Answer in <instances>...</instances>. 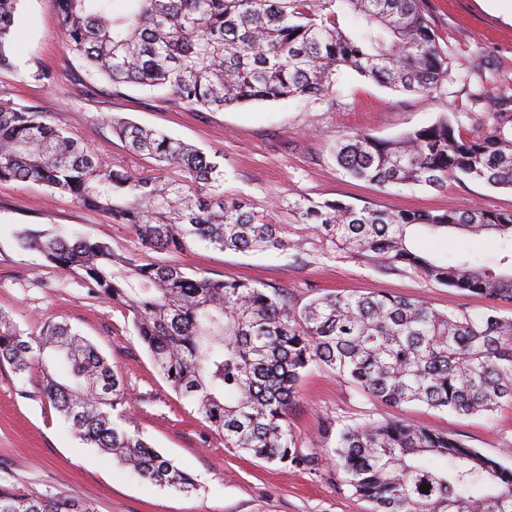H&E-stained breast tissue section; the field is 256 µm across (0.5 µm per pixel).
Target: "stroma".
<instances>
[{
  "instance_id": "1",
  "label": "stroma",
  "mask_w": 512,
  "mask_h": 512,
  "mask_svg": "<svg viewBox=\"0 0 512 512\" xmlns=\"http://www.w3.org/2000/svg\"><path fill=\"white\" fill-rule=\"evenodd\" d=\"M437 36L446 73L428 96L396 92L343 69L326 97L256 103L221 112H188L133 87L113 93L89 83L65 47L52 0H24L13 54L0 69V95L39 107L105 161L129 169L152 160L128 152L112 133L122 119L183 140L224 165V194L246 198L252 209L283 228L287 248L264 254L196 246L180 256L187 272L254 281L276 287L302 304L326 292H386L422 299L435 309L473 316L483 298L423 279L410 269L387 270L372 256L340 250L289 208L300 198L341 200L358 207L512 210V190L478 181H449L444 188L386 186L354 180L332 150L351 132L390 139L456 112L463 132L479 130L495 95L512 94V24L478 0H417ZM102 239L121 251L135 249L130 227L83 208L70 196H49L33 182H0V310L24 332L44 322L70 324L87 337L123 378L136 426L151 443L196 480L188 494L132 475L111 455L87 447L42 396V375L17 377L0 365V489L91 503L96 512H368L367 502L342 484L331 467L312 473L281 469L225 447L194 408L155 368L130 318L120 307L92 298L78 275L64 274L20 247L21 230ZM425 250L466 256L481 265L500 259L502 241L491 236L428 237ZM403 418L452 434L512 467V407L493 416L460 418L420 405L392 406L361 394L326 369L309 372L288 412L299 446L327 453L335 421Z\"/></svg>"
}]
</instances>
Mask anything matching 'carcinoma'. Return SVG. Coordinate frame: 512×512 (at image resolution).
I'll list each match as a JSON object with an SVG mask.
<instances>
[{
  "instance_id": "carcinoma-1",
  "label": "carcinoma",
  "mask_w": 512,
  "mask_h": 512,
  "mask_svg": "<svg viewBox=\"0 0 512 512\" xmlns=\"http://www.w3.org/2000/svg\"><path fill=\"white\" fill-rule=\"evenodd\" d=\"M22 0H0V69L10 57ZM60 33L88 78L116 92L138 86L189 112L328 96L344 68L393 90L429 95L445 74L417 0H54ZM112 132L158 172L137 175L104 161L34 105L0 97V182L31 181L52 195L127 224L138 247L27 230L22 247L89 293L131 315L158 371L224 443L256 459L317 470L329 460L370 512H512V468L460 439L405 419L343 424L331 454L300 448L288 410L304 374L324 368L362 394L419 403L459 416L512 405V255L496 267L422 251L423 234L494 233L512 244V211L432 214L356 207L340 200L291 203L336 246L372 255L487 302L479 316L442 312L389 294L330 293L300 307L279 289L191 274L144 254H184L202 244L241 253L283 249L282 228L241 198L224 197L219 162L180 140L128 121ZM338 166L357 180L448 186L451 179L512 189V95L499 94L483 130L466 135L453 117L394 140L353 133L336 145ZM202 183L205 197L185 190ZM0 363L40 371L45 398L78 438L139 477L183 493L193 476L132 425L122 379L71 326L49 321L32 336L0 311ZM429 492H421L422 485ZM0 512H94L52 496L0 491Z\"/></svg>"
}]
</instances>
